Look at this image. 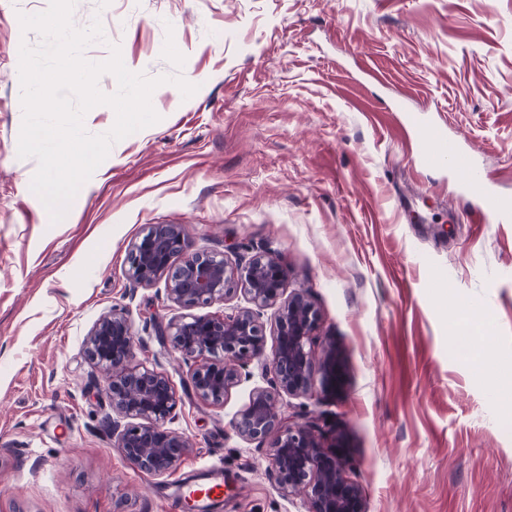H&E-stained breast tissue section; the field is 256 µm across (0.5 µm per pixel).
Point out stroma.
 Masks as SVG:
<instances>
[{
  "label": "stroma",
  "mask_w": 512,
  "mask_h": 512,
  "mask_svg": "<svg viewBox=\"0 0 512 512\" xmlns=\"http://www.w3.org/2000/svg\"><path fill=\"white\" fill-rule=\"evenodd\" d=\"M47 6L0 0V512H170L211 463L227 482L209 512H306L230 427L258 375L224 406L177 407L169 427L191 447L169 473L113 448L85 357L101 314L124 310L135 364L184 385L150 327L179 308L126 276L153 224L281 257L318 313L314 349L340 353L341 389L314 411L366 512H512V223H464L467 199L416 161L408 122L458 141L512 198V0H76V27H104L89 61L116 44L130 71L174 74L170 33L198 90L154 91L159 122L115 143L57 223L18 156L19 48L41 41L18 16ZM478 317L483 348L449 354Z\"/></svg>",
  "instance_id": "35a3bbf8"
}]
</instances>
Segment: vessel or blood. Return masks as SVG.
Wrapping results in <instances>:
<instances>
[{
    "instance_id": "b4317fda",
    "label": "vessel or blood",
    "mask_w": 512,
    "mask_h": 512,
    "mask_svg": "<svg viewBox=\"0 0 512 512\" xmlns=\"http://www.w3.org/2000/svg\"><path fill=\"white\" fill-rule=\"evenodd\" d=\"M412 125L418 134V161L432 169L449 168L457 176L464 196L475 204L478 223L512 222V200L493 195L485 175L455 141L420 119H413ZM223 494L224 470L215 467L177 487L172 493L170 508L172 512H208Z\"/></svg>"
}]
</instances>
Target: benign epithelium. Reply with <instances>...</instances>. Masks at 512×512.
Listing matches in <instances>:
<instances>
[{
	"label": "benign epithelium",
	"mask_w": 512,
	"mask_h": 512,
	"mask_svg": "<svg viewBox=\"0 0 512 512\" xmlns=\"http://www.w3.org/2000/svg\"><path fill=\"white\" fill-rule=\"evenodd\" d=\"M184 257L179 264L173 258ZM127 278L141 286L164 280L168 300L186 313L167 322L153 320L163 345L189 362L185 391L206 404L222 406L232 389L250 376L255 362L266 385L253 388L248 403L230 422L245 442L270 448L269 476L290 497L303 495L308 512H365L360 487L346 475L347 463L325 446L326 425L307 405L284 411V398H312L316 389L334 392L342 381L339 352L323 358L309 347L317 312L305 293H286V271L265 252L228 254L193 249L182 224H153L130 243ZM243 294L246 305L230 314L198 315L192 310ZM274 308V345L266 356L264 311ZM86 357L107 379L112 406V447L140 470L170 472L191 445L166 427L182 398L168 375L132 367L134 331L121 309L102 315L91 328Z\"/></svg>",
	"instance_id": "benign-epithelium-1"
}]
</instances>
